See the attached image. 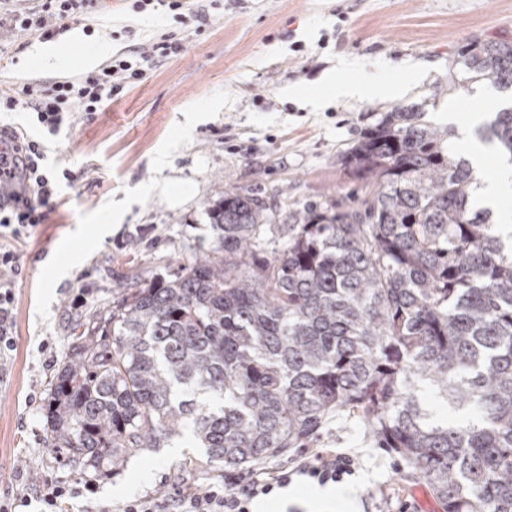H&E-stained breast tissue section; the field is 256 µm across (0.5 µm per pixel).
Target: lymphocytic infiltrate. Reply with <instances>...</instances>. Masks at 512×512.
I'll return each instance as SVG.
<instances>
[{
    "label": "lymphocytic infiltrate",
    "instance_id": "lymphocytic-infiltrate-1",
    "mask_svg": "<svg viewBox=\"0 0 512 512\" xmlns=\"http://www.w3.org/2000/svg\"><path fill=\"white\" fill-rule=\"evenodd\" d=\"M105 6L106 0H42L40 10L34 13H1L0 29L35 33L47 39L64 21L88 19ZM182 49L179 40L168 36L138 54L116 55L106 66L76 81H56L19 91L1 86L0 112L27 108L44 136L55 135L71 123L74 114L93 119L105 101L143 79L155 58L176 55ZM44 159L42 139H31L11 125L0 124V355L11 351L14 344V294L10 283L18 272V254L13 245L28 239L46 222L57 205L59 181L75 179L70 169H47ZM354 472L352 457L330 450L274 475H254L230 492L213 485L182 491L170 499L133 500L122 512H253L257 499L287 487L294 477L303 476L324 485L342 482Z\"/></svg>",
    "mask_w": 512,
    "mask_h": 512
}]
</instances>
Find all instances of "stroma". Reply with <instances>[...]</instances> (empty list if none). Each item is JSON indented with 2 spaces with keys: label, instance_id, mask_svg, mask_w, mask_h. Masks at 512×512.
<instances>
[{
  "label": "stroma",
  "instance_id": "1",
  "mask_svg": "<svg viewBox=\"0 0 512 512\" xmlns=\"http://www.w3.org/2000/svg\"><path fill=\"white\" fill-rule=\"evenodd\" d=\"M184 9L192 18L183 23L165 6L138 13L132 0H111L57 38L60 68L36 62L47 45L37 35L0 42L12 58L0 84L16 89L77 79L88 70L83 57L95 50L102 67L171 33L184 46L105 102L94 120L74 119L55 136L43 138L24 110L10 116L44 139L50 168L70 169L76 179L60 183L56 211L18 251L14 349L0 366V493L22 477L35 494L52 481L81 490L67 512H122L133 499L246 482L253 469L184 473L186 459L203 453L182 437L168 449L138 451L116 474L79 475L46 448L42 405L75 315L106 308L136 276L170 275L178 262L215 246L211 209L225 188L260 189L282 227L292 207L363 197L367 185L343 164V153L384 112L417 107L444 126L452 109L464 124L487 111L488 99L512 105V93L489 79L444 90L458 46L475 38L512 42V0H186ZM417 67L426 79L396 100L330 99L314 112L304 99L330 77L400 80ZM169 181L183 187L180 198L159 191ZM100 224L111 231L99 239ZM91 237L97 243L83 262L52 281L49 270L64 248H82ZM320 448L355 459V474L331 488L343 512H443L427 483L408 477L398 456L371 447L344 417L332 418ZM318 491L296 481L258 508L314 512Z\"/></svg>",
  "mask_w": 512,
  "mask_h": 512
}]
</instances>
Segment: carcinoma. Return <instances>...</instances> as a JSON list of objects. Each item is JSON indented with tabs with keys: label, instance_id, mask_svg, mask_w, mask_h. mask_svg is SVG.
<instances>
[{
	"label": "carcinoma",
	"instance_id": "carcinoma-1",
	"mask_svg": "<svg viewBox=\"0 0 512 512\" xmlns=\"http://www.w3.org/2000/svg\"><path fill=\"white\" fill-rule=\"evenodd\" d=\"M512 90V42L457 52ZM419 110L383 113L345 154L374 190L274 214L224 189L217 246L76 322L44 399L46 447L119 471L189 434L213 471L314 448L333 414L424 479L444 512H512V249L476 202L477 171ZM512 162V107L477 130ZM468 410L450 421L424 398Z\"/></svg>",
	"mask_w": 512,
	"mask_h": 512
}]
</instances>
